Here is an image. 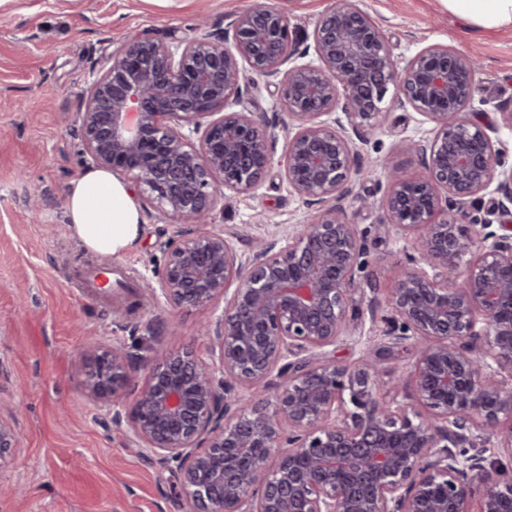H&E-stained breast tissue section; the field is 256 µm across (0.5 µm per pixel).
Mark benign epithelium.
<instances>
[{"mask_svg":"<svg viewBox=\"0 0 512 512\" xmlns=\"http://www.w3.org/2000/svg\"><path fill=\"white\" fill-rule=\"evenodd\" d=\"M232 31L146 33L95 65L75 119L85 164L133 180L165 217L208 224L224 191L254 189L277 163L317 210L245 262L222 231L171 239L146 289L182 308L224 302L203 328L219 367L154 347L128 412L143 357L93 345L80 370L87 396L142 455L175 466L185 512H471L474 500L477 512H512V478L471 452L490 431L512 458V423L500 427L512 416V226L460 225L492 186L494 209L512 215V167L494 124L470 110L477 57L430 45L401 65L358 0H336L316 23L314 62L296 61V31L266 4ZM260 79L280 88L288 114L277 161L253 113L232 110ZM390 92L436 133L419 145L423 175L402 177L383 159L382 196L362 199L420 242L386 297L387 351L411 348L415 360L409 380L385 382L386 351L354 364L325 351L346 335L359 290L364 245L341 202L367 171L341 119L321 117L338 110L357 134ZM444 209L454 214L435 220ZM21 448L14 415L0 413V464Z\"/></svg>","mask_w":512,"mask_h":512,"instance_id":"benign-epithelium-1","label":"benign epithelium"}]
</instances>
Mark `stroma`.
I'll use <instances>...</instances> for the list:
<instances>
[{
    "instance_id": "1",
    "label": "stroma",
    "mask_w": 512,
    "mask_h": 512,
    "mask_svg": "<svg viewBox=\"0 0 512 512\" xmlns=\"http://www.w3.org/2000/svg\"><path fill=\"white\" fill-rule=\"evenodd\" d=\"M256 0H0V404H20L16 424L19 457L0 464V512H182L176 476L139 454L127 429L115 428L106 407L91 402L80 384L81 354L93 342L124 343L147 356L148 336L175 354L217 362L198 325L219 317L218 304L178 308L158 294L137 297L79 294L76 286L102 255L85 249L66 218L64 196L83 171L75 116L93 65L126 38L169 32L200 37V14L208 29L228 32L234 18ZM287 12L290 24L312 50V31L334 0H267ZM381 28L398 63L420 49L450 45L481 59L474 111L497 121L492 137L512 165V128L500 123L512 110V32L469 37L442 0H362ZM273 136L281 153L288 116L276 85L260 84L243 98ZM435 126L407 103H389L356 144L368 176L343 203L347 219L367 246L366 272L350 308L349 335L333 349L345 363L381 343L389 311L385 297L399 264L415 255L414 237L388 224L382 211L362 198L380 197L390 158L408 177L422 173L418 144ZM143 232L114 265L137 281L152 278L164 262L167 241L208 230L232 238L241 259L258 240L285 238L314 209L288 186L279 165L267 169L255 189L226 192L211 225L162 218L139 203Z\"/></svg>"
}]
</instances>
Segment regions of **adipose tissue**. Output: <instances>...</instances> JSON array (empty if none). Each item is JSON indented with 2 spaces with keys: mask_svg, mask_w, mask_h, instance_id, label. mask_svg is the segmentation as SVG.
<instances>
[{
  "mask_svg": "<svg viewBox=\"0 0 512 512\" xmlns=\"http://www.w3.org/2000/svg\"><path fill=\"white\" fill-rule=\"evenodd\" d=\"M469 33L512 29V0H442ZM68 222L84 247L102 255L131 250L142 232V218L131 186L110 170L95 168L73 180L65 197Z\"/></svg>",
  "mask_w": 512,
  "mask_h": 512,
  "instance_id": "adipose-tissue-1",
  "label": "adipose tissue"
}]
</instances>
